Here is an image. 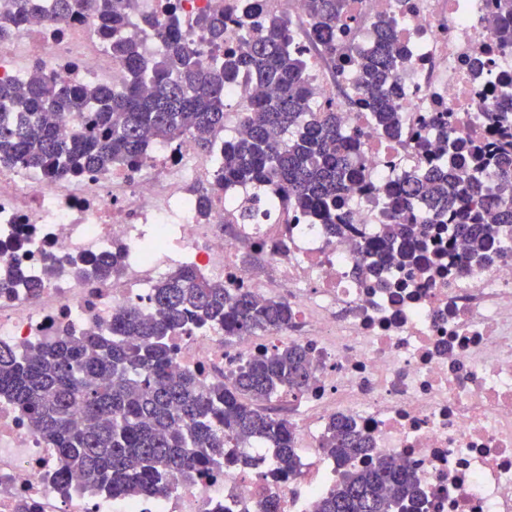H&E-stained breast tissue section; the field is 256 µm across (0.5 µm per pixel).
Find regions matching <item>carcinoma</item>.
<instances>
[{
    "label": "carcinoma",
    "mask_w": 512,
    "mask_h": 512,
    "mask_svg": "<svg viewBox=\"0 0 512 512\" xmlns=\"http://www.w3.org/2000/svg\"><path fill=\"white\" fill-rule=\"evenodd\" d=\"M129 2L97 0V30L119 31ZM312 2L314 29L334 52L333 28L343 19L345 0ZM143 23L157 31L164 50L149 57L136 37H112V58L125 71L119 90L107 84L64 88L42 74L0 83V163L39 169L49 178L103 172L116 162L140 163L150 144L185 134L206 155L224 130V84L246 72L267 95L241 112L246 133L224 140L217 183L251 189L260 204L261 190L275 183L297 211L318 217L334 234L342 232L338 195L344 182L356 179L348 161L352 144L341 136L336 113L305 118L312 96L302 80L308 63L290 46L285 22L266 20L246 50L216 60L189 45L177 15L164 22L145 17ZM197 23L212 42H224V17L202 13ZM405 57L386 22L378 26L372 52L353 59L363 102L389 134L398 121L388 87ZM63 110L73 117L67 139L58 129ZM493 131L492 139L475 144L443 137L439 164L425 176L429 194L411 177L404 191L384 189L393 223L365 247L364 267L377 272L391 258L412 264L429 249L426 232L401 223L418 200L436 223L465 238L469 255L494 247L499 229L512 227V203L505 200L512 191V121L496 118ZM121 270L117 254L92 264L101 278ZM149 301L152 314L137 304L125 306L104 334L74 336L26 353L0 344V395L58 449L65 473L112 496L158 494L172 481L190 483L224 466L225 449L256 443L275 449L279 472L294 477L301 455L290 424L255 408L254 401L302 394L311 377L306 349L276 346L249 359L228 384L205 385L192 372L172 373L173 341L182 332L210 324L223 326L227 336L278 331L288 326V304L276 297L259 303L249 291L201 280L186 266L158 282ZM321 448L342 467L371 451V444L340 416L330 420ZM418 500L411 470L384 458L373 468L342 472L310 509L396 512L408 504L416 508Z\"/></svg>",
    "instance_id": "carcinoma-1"
}]
</instances>
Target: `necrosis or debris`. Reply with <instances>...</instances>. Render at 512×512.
Here are the masks:
<instances>
[{"mask_svg": "<svg viewBox=\"0 0 512 512\" xmlns=\"http://www.w3.org/2000/svg\"><path fill=\"white\" fill-rule=\"evenodd\" d=\"M177 4L191 47L214 56L243 50L249 28L285 21L309 58L310 110L330 108L341 133L354 138L360 179L343 191L345 233L330 235L313 217L266 186L268 206L241 221L250 190L214 185L210 159L191 135L148 148L138 167L48 179L35 169L0 164V273L41 281L37 294L0 292V343L26 351L47 340L107 331L117 309L149 308L152 286L174 266L208 280L276 295L293 313L283 330L228 337L222 326L174 339V372L202 382L225 379L260 352L302 345L312 368L307 391L281 415L303 448L298 476L274 463L250 468L225 462L220 471L167 492L118 498L74 476L64 461L0 396V512H258L275 495L279 512H308V502L336 478V463L319 446L328 420L350 418L373 446L352 459L361 468L388 458L408 465L422 492L420 512H512V235L497 237L488 262L465 258L464 246L438 266L388 261L381 273L358 270L360 248L390 223L382 187L417 175L436 161L440 113L459 138L489 137L486 111L512 113L497 87L512 82V48H501L504 21L495 0H346L336 25L337 51L327 56L312 25V0H132L128 21L145 50L160 42L142 16L163 18ZM224 17V41L212 43L198 14ZM393 22L407 50L393 101L399 127L380 129L355 96L351 57L368 48L375 27ZM11 35L0 48V82L33 70L70 85L93 78L124 83L108 37L89 12L65 18L52 0H36L20 25L0 17ZM209 190V214L198 217L187 186ZM266 262L257 278L242 249ZM121 251L124 271L93 278L82 262ZM60 270L44 280L47 266Z\"/></svg>", "mask_w": 512, "mask_h": 512, "instance_id": "1", "label": "necrosis or debris"}]
</instances>
